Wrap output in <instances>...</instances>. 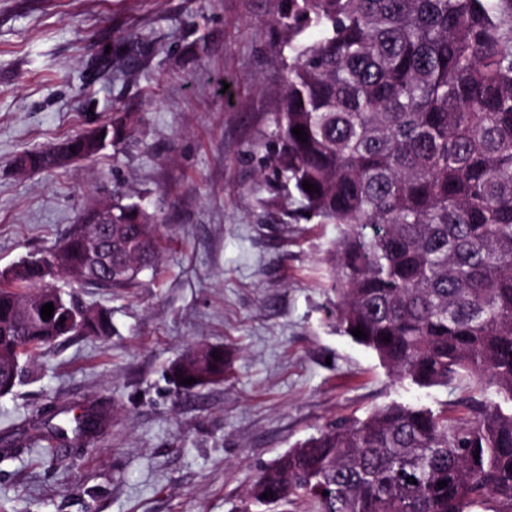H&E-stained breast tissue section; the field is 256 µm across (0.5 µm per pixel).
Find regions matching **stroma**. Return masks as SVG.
<instances>
[{
  "label": "stroma",
  "instance_id": "35a3bbf8",
  "mask_svg": "<svg viewBox=\"0 0 512 512\" xmlns=\"http://www.w3.org/2000/svg\"><path fill=\"white\" fill-rule=\"evenodd\" d=\"M279 0H0V270L58 245L105 202L160 219L161 256L136 284L76 283L105 310L103 338L71 336L22 360L0 397V512H268L259 472L327 424L391 402L468 421L467 382L421 388L336 326V224L291 219L261 183L288 58ZM142 49L125 53L129 35ZM135 116L119 144L18 174L14 158ZM231 356L224 381L177 391L193 344ZM103 406L88 446L44 450L34 415Z\"/></svg>",
  "mask_w": 512,
  "mask_h": 512
}]
</instances>
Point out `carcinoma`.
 Instances as JSON below:
<instances>
[{
	"instance_id": "1",
	"label": "carcinoma",
	"mask_w": 512,
	"mask_h": 512,
	"mask_svg": "<svg viewBox=\"0 0 512 512\" xmlns=\"http://www.w3.org/2000/svg\"><path fill=\"white\" fill-rule=\"evenodd\" d=\"M279 2L289 59L263 169L296 191L300 218L341 226L331 315L347 336L364 330L355 342L395 377L422 387L462 377L498 401L474 402L467 423L397 403L339 420L263 470L249 496L311 512H512V409L502 408L512 405V0ZM128 128L122 115L93 132L104 147ZM98 153L80 134L14 165L56 169ZM93 224L89 212L60 247L73 269L112 262L115 279L87 286L129 288L128 263L158 261L148 207L112 203L110 255L91 250L81 226ZM52 255L0 271L1 394L25 351L71 335L60 317L73 300L53 297L48 320L34 300ZM111 329L106 313L83 308L81 334ZM211 353L202 369L187 353L175 363L176 382L197 379L183 390L224 379V351ZM62 414L32 429L81 444L108 425L102 410Z\"/></svg>"
}]
</instances>
